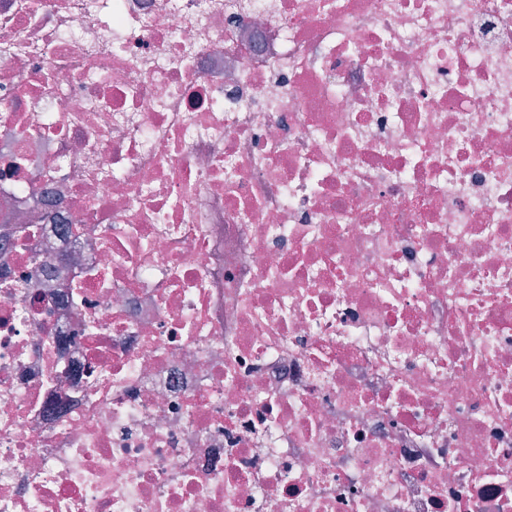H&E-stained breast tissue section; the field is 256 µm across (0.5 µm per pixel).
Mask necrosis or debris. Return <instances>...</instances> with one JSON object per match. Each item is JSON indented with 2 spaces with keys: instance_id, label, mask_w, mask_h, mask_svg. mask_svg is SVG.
<instances>
[{
  "instance_id": "necrosis-or-debris-1",
  "label": "necrosis or debris",
  "mask_w": 512,
  "mask_h": 512,
  "mask_svg": "<svg viewBox=\"0 0 512 512\" xmlns=\"http://www.w3.org/2000/svg\"><path fill=\"white\" fill-rule=\"evenodd\" d=\"M0 512H512V0H0Z\"/></svg>"
}]
</instances>
